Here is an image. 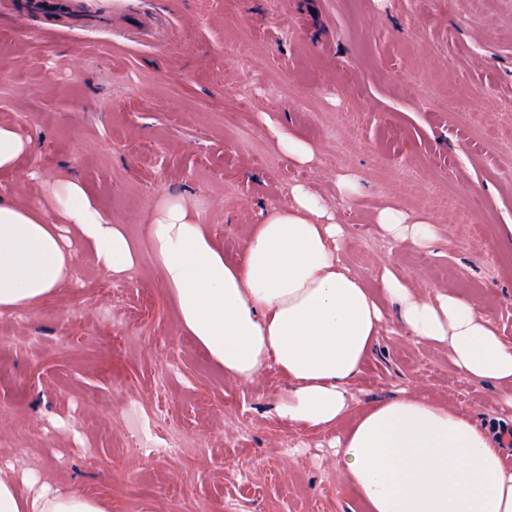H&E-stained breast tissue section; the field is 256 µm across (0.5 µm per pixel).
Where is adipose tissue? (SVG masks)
Returning <instances> with one entry per match:
<instances>
[{
	"label": "adipose tissue",
	"mask_w": 512,
	"mask_h": 512,
	"mask_svg": "<svg viewBox=\"0 0 512 512\" xmlns=\"http://www.w3.org/2000/svg\"><path fill=\"white\" fill-rule=\"evenodd\" d=\"M45 190L49 210L0 197V316L68 288L77 248L113 276L135 264L122 225L76 179ZM377 222L400 245L437 239L433 224L389 208ZM343 235L320 196L302 186L252 225L234 257L185 200L166 202L151 221L182 327L230 380L250 382L269 367L287 379L279 416L299 429L336 430L342 481L366 512H512V467L488 423L414 386L361 406L353 396L391 323L414 341L447 346L460 375L497 384L511 407L512 344L486 309L459 294H420L388 268L371 289L344 264ZM0 512H111V504L61 482L52 468L8 464L0 465Z\"/></svg>",
	"instance_id": "ef3b65f1"
}]
</instances>
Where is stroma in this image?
Wrapping results in <instances>:
<instances>
[{"mask_svg":"<svg viewBox=\"0 0 512 512\" xmlns=\"http://www.w3.org/2000/svg\"><path fill=\"white\" fill-rule=\"evenodd\" d=\"M97 33L47 28L0 0V120L32 136L0 196L46 203L76 173L137 256L120 276L84 250L65 291L0 317V464L53 467L112 512H364L337 471L336 433L277 414L274 370L234 383L182 330L149 234L181 197L228 256L297 184L346 235L347 267L378 287L391 267L425 294L490 311L512 343V0H91ZM309 144L302 163L279 136ZM435 225L398 246L377 216ZM477 419L500 389L463 378L441 345L386 332L354 387L362 404L408 385ZM161 404L191 458H142Z\"/></svg>","mask_w":512,"mask_h":512,"instance_id":"obj_1","label":"stroma"}]
</instances>
